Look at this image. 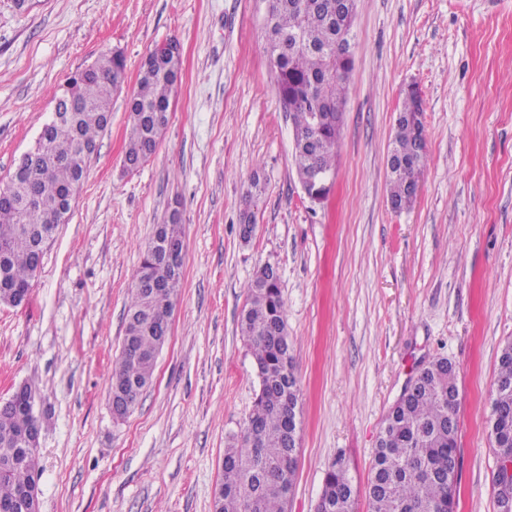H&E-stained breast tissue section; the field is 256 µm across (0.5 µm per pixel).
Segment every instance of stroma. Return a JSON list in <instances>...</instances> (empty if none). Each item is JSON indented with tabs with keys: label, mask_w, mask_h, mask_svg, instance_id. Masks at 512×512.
Instances as JSON below:
<instances>
[{
	"label": "stroma",
	"mask_w": 512,
	"mask_h": 512,
	"mask_svg": "<svg viewBox=\"0 0 512 512\" xmlns=\"http://www.w3.org/2000/svg\"><path fill=\"white\" fill-rule=\"evenodd\" d=\"M265 0H0V184L78 68L121 53L112 122L27 304L0 305V400L40 396L39 512H213L225 443L259 379L238 332L258 267L277 266L300 389L287 512H315L343 460L369 512L382 422L423 362L459 370V512H497L489 436L498 358L512 341V0H355L336 181L312 203L265 52ZM181 45L182 80L156 152L124 165L143 58ZM427 161L393 210L387 160L408 85ZM265 185L239 236L252 178ZM179 208L183 288L151 385L116 420L108 375L156 224Z\"/></svg>",
	"instance_id": "stroma-1"
}]
</instances>
